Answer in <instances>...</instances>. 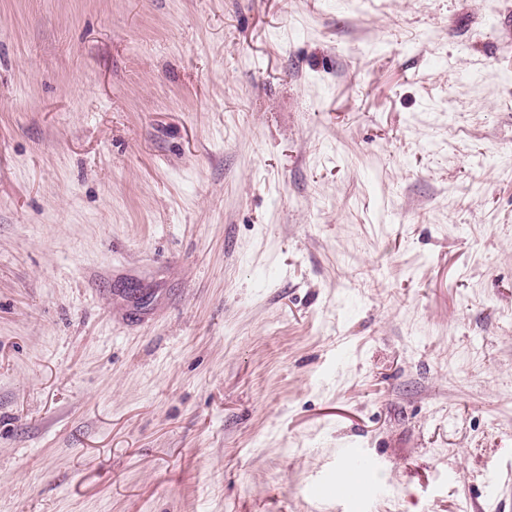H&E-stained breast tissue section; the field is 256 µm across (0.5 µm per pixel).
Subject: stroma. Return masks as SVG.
Wrapping results in <instances>:
<instances>
[{
	"label": "stroma",
	"mask_w": 512,
	"mask_h": 512,
	"mask_svg": "<svg viewBox=\"0 0 512 512\" xmlns=\"http://www.w3.org/2000/svg\"><path fill=\"white\" fill-rule=\"evenodd\" d=\"M512 0H0V512H512ZM346 459L347 463L344 467L342 469L339 468L336 471V479L331 478L321 484L318 489L319 493L331 495L336 492V498H340L338 494L346 495L350 493L353 486L356 488L357 484L362 485L373 479L374 468L370 464L362 462L354 450H350L348 452ZM360 468L362 469L363 474L361 478H358L356 471ZM342 484L350 486V491L348 493L342 492Z\"/></svg>",
	"instance_id": "35a3bbf8"
}]
</instances>
